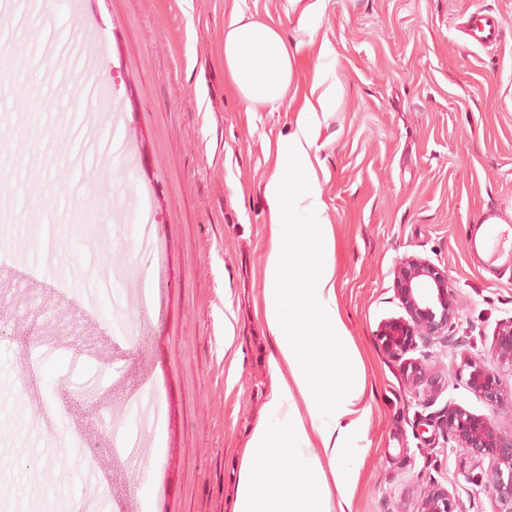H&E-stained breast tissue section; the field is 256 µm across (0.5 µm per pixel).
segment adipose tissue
I'll return each mask as SVG.
<instances>
[{
	"instance_id": "obj_1",
	"label": "adipose tissue",
	"mask_w": 512,
	"mask_h": 512,
	"mask_svg": "<svg viewBox=\"0 0 512 512\" xmlns=\"http://www.w3.org/2000/svg\"><path fill=\"white\" fill-rule=\"evenodd\" d=\"M299 52L273 22L240 10L224 29V68L251 106L282 104ZM327 109L326 96L306 99L265 186L271 238L260 313L274 341L273 386L243 450L233 512H352L367 453L359 444L368 412L364 366L338 305L333 228L320 219L314 128ZM286 167L293 183L278 176ZM303 214L316 223H298ZM284 452L291 468L275 464ZM268 487L275 496L265 495Z\"/></svg>"
}]
</instances>
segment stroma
<instances>
[{"label": "stroma", "mask_w": 512, "mask_h": 512, "mask_svg": "<svg viewBox=\"0 0 512 512\" xmlns=\"http://www.w3.org/2000/svg\"><path fill=\"white\" fill-rule=\"evenodd\" d=\"M501 42L456 29L476 8ZM300 44L299 97L251 106L224 71L234 9ZM0 0V512H233L244 448L271 393L273 340L256 316L269 253V149L314 80L338 95L315 146L336 238L338 304L365 364L369 446L353 512H416L436 481L491 512L477 468L437 415L448 402L512 436V401L472 393L464 357L512 318V273L477 264L471 232L512 217V0ZM332 54L316 71L317 46ZM46 91L40 112L20 102ZM153 228L143 246L142 225ZM448 274L455 348L417 347L439 384L416 394L379 340L404 310L406 256ZM114 287L123 302L97 296ZM135 435L122 447V431Z\"/></svg>", "instance_id": "obj_1"}]
</instances>
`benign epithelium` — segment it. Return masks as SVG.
<instances>
[{
    "label": "benign epithelium",
    "instance_id": "obj_1",
    "mask_svg": "<svg viewBox=\"0 0 512 512\" xmlns=\"http://www.w3.org/2000/svg\"><path fill=\"white\" fill-rule=\"evenodd\" d=\"M394 290L406 316L387 320L381 329V342L386 352L403 358L416 347V338L429 344L449 338L457 319V307L448 289V274L418 256L403 258L394 272ZM500 368L512 371V318L497 323L492 341ZM468 387L486 400H503L498 373L481 362L469 360ZM404 372L415 386L430 382L428 367L421 361L405 362ZM447 437L474 459L477 466L489 461L473 481L487 489L492 512H512V438L507 439L491 419L474 414L455 403H448L438 417ZM416 512H466L454 493L438 482L424 491Z\"/></svg>",
    "mask_w": 512,
    "mask_h": 512
}]
</instances>
